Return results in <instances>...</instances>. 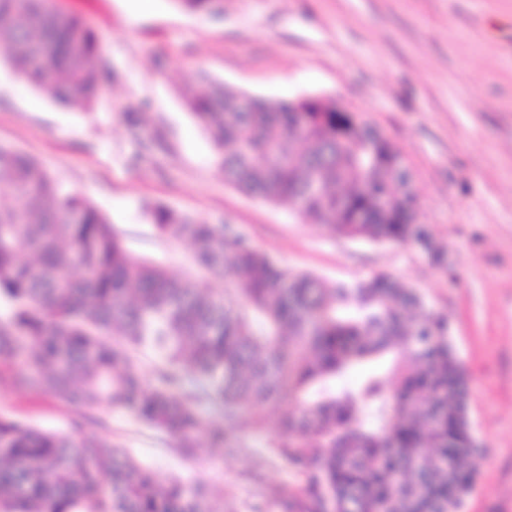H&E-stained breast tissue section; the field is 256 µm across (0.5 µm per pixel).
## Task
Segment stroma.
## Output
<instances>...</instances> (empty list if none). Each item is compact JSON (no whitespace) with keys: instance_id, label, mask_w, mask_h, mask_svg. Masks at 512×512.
Masks as SVG:
<instances>
[{"instance_id":"35a3bbf8","label":"stroma","mask_w":512,"mask_h":512,"mask_svg":"<svg viewBox=\"0 0 512 512\" xmlns=\"http://www.w3.org/2000/svg\"><path fill=\"white\" fill-rule=\"evenodd\" d=\"M100 39L107 91L91 109L60 105L0 57V143L82 191L134 255L193 273L187 243L160 237L164 205L228 224L281 266L332 281L387 274L447 314L471 378L469 417L487 452L464 512H512V0H224L216 18L152 0H56ZM249 95L336 99L402 153L420 218L444 250L437 268L408 247L348 240L224 182L208 135L180 94L199 76ZM141 111L143 137L126 115ZM0 415L69 431L64 402L0 387ZM90 431L164 477L205 484L209 512H272L294 480L240 419L227 448L184 453L119 409Z\"/></svg>"}]
</instances>
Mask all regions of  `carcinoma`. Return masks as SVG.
I'll return each instance as SVG.
<instances>
[{"instance_id":"1","label":"carcinoma","mask_w":512,"mask_h":512,"mask_svg":"<svg viewBox=\"0 0 512 512\" xmlns=\"http://www.w3.org/2000/svg\"><path fill=\"white\" fill-rule=\"evenodd\" d=\"M219 15L224 0H176ZM0 51L50 98L91 106L108 71L84 18L50 0H0ZM224 181L304 221L375 244L442 249L417 222L407 169L354 112L328 98L298 111L201 78L182 92ZM10 204L3 205L1 200ZM156 231L186 240L203 280L132 255L80 192L0 143V385L75 408L122 409L194 447L198 395L222 406L213 444L246 413L298 484L279 512H463L486 448L469 419V379L448 318L387 275L329 283L282 267L222 224L158 207ZM164 359L146 382L138 353ZM352 370L362 375L346 382ZM192 381L195 389L186 388ZM0 415V512H208L205 491L162 478L112 441Z\"/></svg>"}]
</instances>
